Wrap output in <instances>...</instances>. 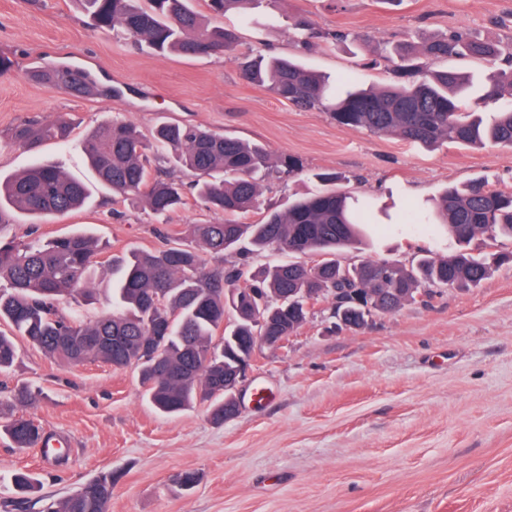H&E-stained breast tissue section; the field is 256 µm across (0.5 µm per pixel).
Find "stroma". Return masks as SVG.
I'll list each match as a JSON object with an SVG mask.
<instances>
[{
  "instance_id": "35a3bbf8",
  "label": "stroma",
  "mask_w": 512,
  "mask_h": 512,
  "mask_svg": "<svg viewBox=\"0 0 512 512\" xmlns=\"http://www.w3.org/2000/svg\"><path fill=\"white\" fill-rule=\"evenodd\" d=\"M299 18L319 33L297 45ZM238 45L227 52L162 57L95 27L79 0H0V54L13 62L0 73V176L31 160L85 181L82 209L33 224L9 214L0 239H47L87 230L111 254L155 250L183 237L190 224L222 221L186 184L184 206L154 216L142 203L113 198L81 149L102 121L125 120L142 131L162 121L195 125L257 141L303 169L272 174L262 206L242 215L259 222L264 207L287 208L313 190L309 173L340 175L339 189L370 202L384 233L371 247L343 254L411 263L420 249L447 254L446 240L418 225L390 219L406 206L473 181L512 192V149L442 146L426 149L391 136L340 127L320 109L302 110L241 75L244 58L294 56L325 75L330 87L352 80L394 84L388 65L370 59L398 44L418 45L458 30L488 42L512 39V0H264L249 18L224 17ZM341 29L357 41L329 40ZM76 62L111 96L76 97L31 80L32 68ZM67 115L69 145L32 152L11 139L27 120ZM93 300L74 295L65 311L92 319L109 307L112 267L92 283ZM21 385L36 395L24 416L69 441L72 463L59 470L39 450L0 443V503L11 500L8 476L22 469L54 501L100 472L120 475L108 512H512V264L495 268L477 288H446L429 305L409 304L373 316L368 325L334 329L315 310L286 348L265 350L240 388L236 418L214 424L199 406L176 416L154 411L142 397L137 371L101 363L64 366L20 343L13 370L0 375V416ZM268 398L254 403L255 388ZM195 472L194 488L177 477Z\"/></svg>"
}]
</instances>
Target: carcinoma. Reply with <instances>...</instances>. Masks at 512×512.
I'll return each instance as SVG.
<instances>
[{"instance_id":"cac0c4a2","label":"carcinoma","mask_w":512,"mask_h":512,"mask_svg":"<svg viewBox=\"0 0 512 512\" xmlns=\"http://www.w3.org/2000/svg\"><path fill=\"white\" fill-rule=\"evenodd\" d=\"M192 0H80L96 25L118 30L137 47L160 55L199 56L209 49L231 48L235 30L205 21ZM218 17L241 15L261 0H206ZM293 29L304 47L318 32L307 20ZM455 57L482 61L493 72L469 93L470 77L454 68L433 72L420 83L338 89L328 95L325 80L286 58H259L243 63L249 82L301 109H321L342 127L379 136L395 135L423 147L454 144L512 148V42L493 44L454 31L399 55L393 71L401 79L419 68V60ZM33 78L52 90L76 96L98 94L90 75L62 65L38 69ZM71 129L62 118L25 122L12 130L13 142L26 151L46 141L66 143ZM83 152L100 181L123 200H136L156 215L184 204L176 169L194 173L198 198L224 215L218 224H193L188 238L149 251H130L112 259V309L84 321L60 308V301L80 291L91 294L92 275L103 246L84 231L59 235L45 242L0 241V371L17 358L21 337L62 364L100 362L115 369L140 368L143 396L159 412L174 415L205 403L209 417L224 423L237 414L224 400V375L240 371L243 347L254 336H294L307 320L305 295L333 299L329 315L350 329L363 328L375 314L395 313L416 302L421 293L431 299L439 289L478 288L493 268L511 254H482L470 248L482 237L512 238V193L472 182L445 190L432 213L411 206L398 224H428L445 233L456 248L446 256L422 251L408 265L362 260L344 264L339 256L362 244L361 227L370 223V208L354 206L334 185L338 177L318 173L322 188L273 211L256 224H240L234 216L259 207L263 182L275 168L270 152L250 143L193 126L160 124L147 139L129 122L101 123L83 141ZM175 168L164 178L149 179L148 163ZM85 185L56 166L35 164L0 179V220L3 206L37 218L60 216L79 209ZM275 248L292 255H315L308 264L286 261L252 269L251 254ZM234 251L238 261L209 268L202 254L224 256ZM160 337L154 357L145 347ZM19 450L40 448L57 468L67 466V448H49L54 434L32 418L15 416L0 425ZM117 475L103 472L72 495L53 501L42 512H108ZM16 498L7 512H26L37 480L27 471L12 477Z\"/></svg>"}]
</instances>
